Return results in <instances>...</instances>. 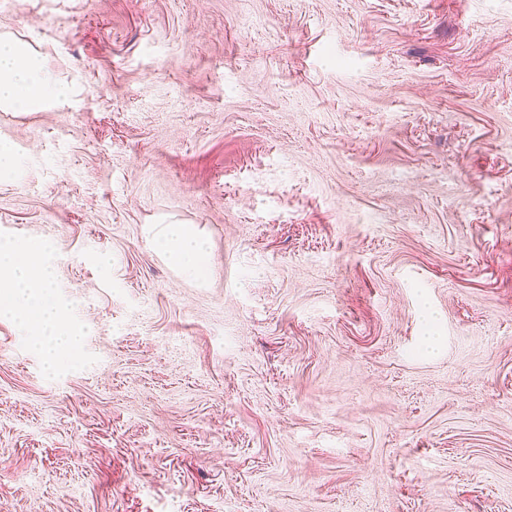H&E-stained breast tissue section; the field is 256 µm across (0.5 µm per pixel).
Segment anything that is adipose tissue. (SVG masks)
I'll return each instance as SVG.
<instances>
[{
	"label": "adipose tissue",
	"instance_id": "1",
	"mask_svg": "<svg viewBox=\"0 0 512 512\" xmlns=\"http://www.w3.org/2000/svg\"><path fill=\"white\" fill-rule=\"evenodd\" d=\"M72 94V86L56 78L29 43L0 34V112H39L67 103ZM153 243L186 273H204L206 248L184 225H166ZM52 280L44 243L0 241V317L32 327L36 346L58 359L75 354L82 331L51 294Z\"/></svg>",
	"mask_w": 512,
	"mask_h": 512
}]
</instances>
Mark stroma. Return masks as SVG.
<instances>
[{
	"instance_id": "35a3bbf8",
	"label": "stroma",
	"mask_w": 512,
	"mask_h": 512,
	"mask_svg": "<svg viewBox=\"0 0 512 512\" xmlns=\"http://www.w3.org/2000/svg\"><path fill=\"white\" fill-rule=\"evenodd\" d=\"M1 32L78 84L0 112V239L85 330L55 365L0 319V512H512V0H0ZM153 243L186 273L194 276L204 273L208 262L206 247L184 225L167 224L153 237Z\"/></svg>"
}]
</instances>
